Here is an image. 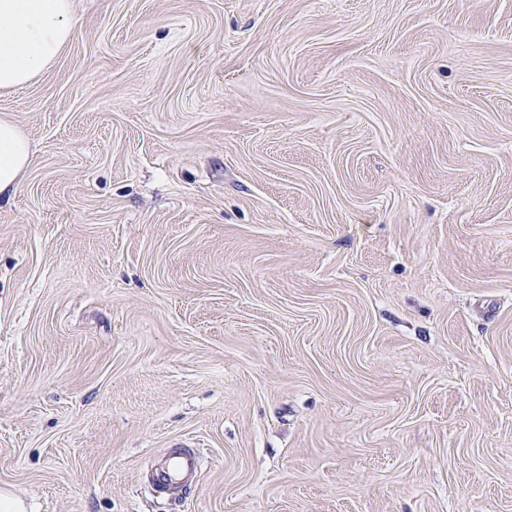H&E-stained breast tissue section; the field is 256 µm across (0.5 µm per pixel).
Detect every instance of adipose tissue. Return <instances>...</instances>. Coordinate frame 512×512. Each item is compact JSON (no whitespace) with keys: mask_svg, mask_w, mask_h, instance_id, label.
Segmentation results:
<instances>
[{"mask_svg":"<svg viewBox=\"0 0 512 512\" xmlns=\"http://www.w3.org/2000/svg\"><path fill=\"white\" fill-rule=\"evenodd\" d=\"M74 32L72 0H0V89H17L49 70ZM30 160L22 129L0 117V198L14 193Z\"/></svg>","mask_w":512,"mask_h":512,"instance_id":"ef3b65f1","label":"adipose tissue"}]
</instances>
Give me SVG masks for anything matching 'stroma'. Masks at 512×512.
<instances>
[{"label":"stroma","instance_id":"stroma-1","mask_svg":"<svg viewBox=\"0 0 512 512\" xmlns=\"http://www.w3.org/2000/svg\"><path fill=\"white\" fill-rule=\"evenodd\" d=\"M0 91V490L28 512H512V0H74ZM203 457L190 493L144 478ZM30 160V145L22 129L11 119L0 117V203L15 192Z\"/></svg>","mask_w":512,"mask_h":512}]
</instances>
